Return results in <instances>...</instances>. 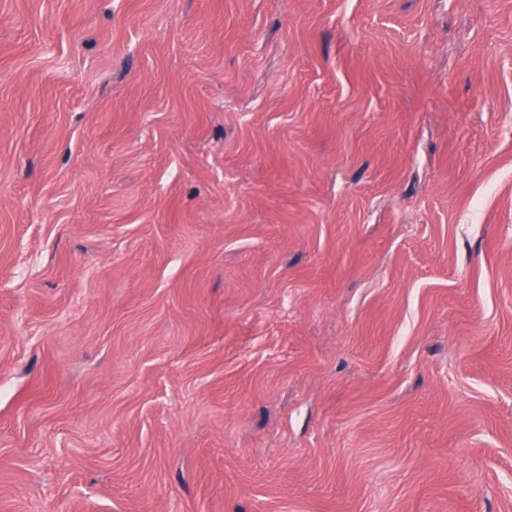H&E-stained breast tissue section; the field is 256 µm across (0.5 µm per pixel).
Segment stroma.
Returning a JSON list of instances; mask_svg holds the SVG:
<instances>
[{"label": "stroma", "mask_w": 512, "mask_h": 512, "mask_svg": "<svg viewBox=\"0 0 512 512\" xmlns=\"http://www.w3.org/2000/svg\"><path fill=\"white\" fill-rule=\"evenodd\" d=\"M0 512H512V0H0Z\"/></svg>", "instance_id": "35a3bbf8"}]
</instances>
